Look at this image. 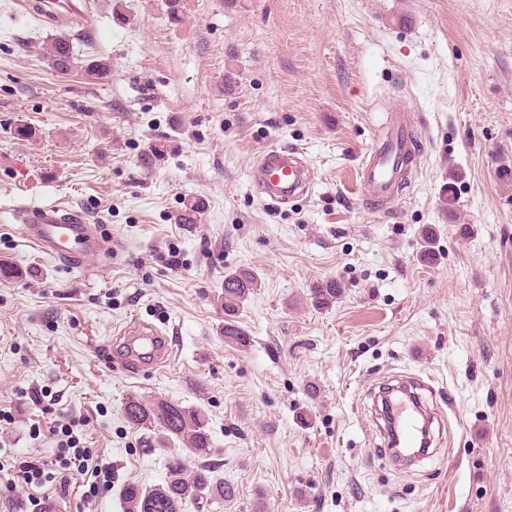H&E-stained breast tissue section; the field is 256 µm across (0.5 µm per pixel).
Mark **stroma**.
<instances>
[{
  "instance_id": "35a3bbf8",
  "label": "stroma",
  "mask_w": 512,
  "mask_h": 512,
  "mask_svg": "<svg viewBox=\"0 0 512 512\" xmlns=\"http://www.w3.org/2000/svg\"><path fill=\"white\" fill-rule=\"evenodd\" d=\"M62 37L78 60L66 73L43 55ZM90 58L111 77L89 80ZM395 110L416 166L384 214L357 168ZM165 138L178 150L142 167ZM271 146L302 152L310 194L273 206L256 192ZM506 165L512 0H103L81 32L0 0V263L16 270L0 277V456L56 468L39 487L0 472V512L49 497L124 512V485L162 483L170 451L127 422L131 397L208 420L215 475L238 497L185 512H512ZM189 196L207 205L192 226L174 220ZM25 203L101 224L112 250L93 275L20 237ZM238 268L261 282L237 314L244 348L222 335ZM328 280L342 294L316 307ZM132 317L175 343L137 378L106 354ZM411 375L444 422L426 457L395 462L373 397ZM70 438L111 475L95 496L56 466Z\"/></svg>"
}]
</instances>
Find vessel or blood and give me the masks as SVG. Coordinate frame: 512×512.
<instances>
[{
    "mask_svg": "<svg viewBox=\"0 0 512 512\" xmlns=\"http://www.w3.org/2000/svg\"><path fill=\"white\" fill-rule=\"evenodd\" d=\"M410 127L406 114H395L390 130L364 154L359 182L373 201L386 203L394 198L397 178L411 153ZM298 155L297 149L283 146L264 151L252 171L255 190L276 203L309 193L313 177L300 165ZM15 216L24 239L68 268H83L88 258L106 247L100 225L81 211L59 204H29L16 210ZM115 336L118 345L114 360L132 376L163 368L174 354L166 333L134 318L120 324ZM390 414L398 425L401 447H418L421 419L414 406L397 399L391 404Z\"/></svg>",
    "mask_w": 512,
    "mask_h": 512,
    "instance_id": "b4317fda",
    "label": "vessel or blood"
}]
</instances>
